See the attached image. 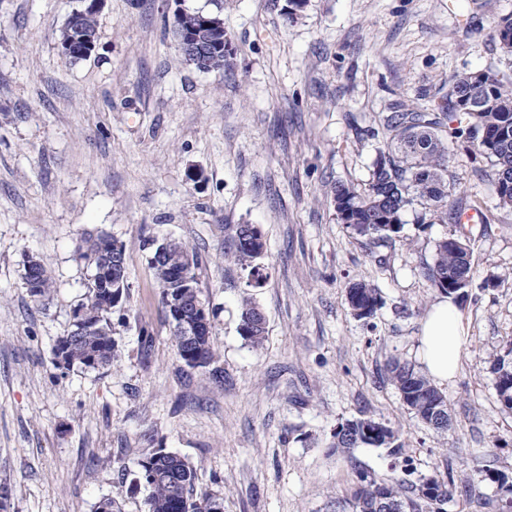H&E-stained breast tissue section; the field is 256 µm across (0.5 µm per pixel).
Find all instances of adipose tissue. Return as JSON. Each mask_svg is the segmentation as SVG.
<instances>
[{"mask_svg":"<svg viewBox=\"0 0 512 512\" xmlns=\"http://www.w3.org/2000/svg\"><path fill=\"white\" fill-rule=\"evenodd\" d=\"M467 332L462 315L448 297H441L425 315L418 336L419 358L435 381L445 384L458 371Z\"/></svg>","mask_w":512,"mask_h":512,"instance_id":"obj_1","label":"adipose tissue"}]
</instances>
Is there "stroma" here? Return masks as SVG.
Listing matches in <instances>:
<instances>
[{"instance_id": "35a3bbf8", "label": "stroma", "mask_w": 512, "mask_h": 512, "mask_svg": "<svg viewBox=\"0 0 512 512\" xmlns=\"http://www.w3.org/2000/svg\"><path fill=\"white\" fill-rule=\"evenodd\" d=\"M80 0H0V484L7 512H95L113 498L147 512L145 452L195 469L197 492L224 512H331L362 471L407 484L441 475L456 450L469 469L512 476V410L492 361L512 343V211L492 168L451 143L455 193L486 220L471 231L473 281L458 309L468 341L443 385L452 427L422 423L386 371L418 363L422 320L439 296L422 274L450 237L420 203L401 241L379 246L341 224L333 188H364L386 150V115L422 110L455 77L487 68L512 80L493 37L512 0H104L94 52L66 62L57 38ZM219 13L232 76L183 61L176 9ZM257 226L262 287L231 255L232 227ZM105 234L129 258V296L112 310V365L55 368L52 349L86 303L85 238ZM201 258L213 367L175 353L148 265L150 240ZM40 260L52 291L24 281ZM383 304L357 318L346 288ZM266 315L254 347L238 332L243 299ZM151 338L142 352V338ZM372 417L403 448L333 449L346 421Z\"/></svg>"}]
</instances>
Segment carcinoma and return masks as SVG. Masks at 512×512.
Instances as JSON below:
<instances>
[{
	"instance_id": "1",
	"label": "carcinoma",
	"mask_w": 512,
	"mask_h": 512,
	"mask_svg": "<svg viewBox=\"0 0 512 512\" xmlns=\"http://www.w3.org/2000/svg\"><path fill=\"white\" fill-rule=\"evenodd\" d=\"M97 15L87 2L73 12L60 30L59 45L73 47V55L68 61L87 59L88 46L80 38L85 36L96 42ZM214 18V13L178 10L173 21L176 40L187 34L201 33L205 20ZM494 36L504 51L512 53V15L497 21ZM233 67V55L217 46L196 64L200 71L226 75L232 73ZM458 115L466 119L467 127L452 129L450 136H466L473 150L490 161L500 205L512 209V87L505 85L497 72L489 67L459 76L448 93L427 111L394 112L386 117L391 151L379 152L365 188L360 191L343 183L334 187L336 215L340 223L357 236L383 244L393 243L403 229V213L417 199L427 205L440 222L458 223L473 205L460 197H452L453 186L448 183L451 154L448 138L442 135V118L451 120ZM110 240L111 237L106 235L86 240L84 257L93 264L103 259L101 252ZM162 245L170 260H186L187 275L193 282H198L196 253L175 239H166ZM263 247L259 228H254L253 234L249 235L245 225H236L232 255L237 261H254L261 255ZM149 266L169 317L172 315L171 302L176 300L180 289L170 279L167 261L151 260ZM38 271L37 286L29 290L36 300L46 297L52 289L44 266H39ZM471 272L467 244L461 236L454 234L436 243L434 261L425 267L424 274L439 292L464 299ZM347 300L354 315L360 319L372 317L382 304L377 289L365 283L351 285ZM112 308L110 289L95 279L90 280L88 301L79 307L80 323H72L71 330L58 339L53 348L56 368L98 369L112 364L116 357ZM238 332L254 346L261 345L265 337L261 310L249 299L242 303ZM173 342L179 358L190 367L205 368L213 360L214 350L209 336H197L187 343L184 337L175 333ZM387 373L404 404L416 417L437 431L450 429L451 422L439 424L434 421L437 413L449 417L448 399L426 375L416 371L411 363L397 358L388 362ZM492 373L498 401L512 410V347L494 360ZM360 446L385 447L397 453L403 444L397 429L371 417L351 420L336 428L332 447L349 451ZM139 466V480L149 490L148 512H211L214 503L223 502V498L211 493L194 495L195 469L180 456L163 448L149 450ZM457 473L464 476L468 489L488 482L512 497L508 474L492 469L470 471L460 458L455 464L448 465L445 475L423 476L419 483L409 487L395 477L377 478L361 472L351 494L336 498L335 512H380L378 505L387 503L399 506L398 512H447Z\"/></svg>"
}]
</instances>
